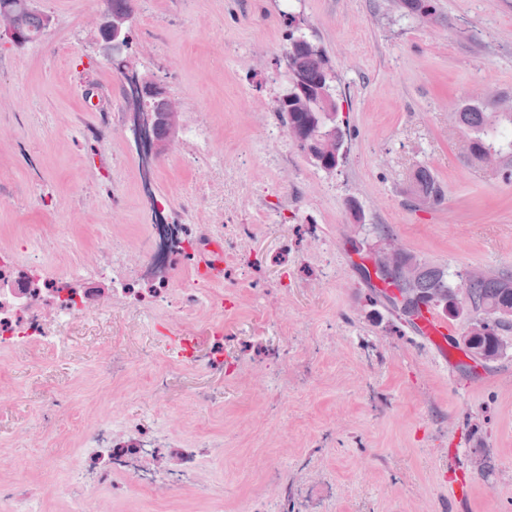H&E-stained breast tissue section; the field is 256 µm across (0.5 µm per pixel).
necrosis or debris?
Segmentation results:
<instances>
[{"label":"necrosis or debris","mask_w":512,"mask_h":512,"mask_svg":"<svg viewBox=\"0 0 512 512\" xmlns=\"http://www.w3.org/2000/svg\"><path fill=\"white\" fill-rule=\"evenodd\" d=\"M203 198L200 191L188 195L179 212L167 205L159 208L143 254L104 235L97 243V264L62 268L42 259L53 245L39 234L0 246V351L29 347L68 356L67 328L79 317L115 307L149 318L172 307L185 318L223 311V301L210 290L214 277L204 262L217 256L226 236L246 249L252 227L215 223L202 210ZM181 259L197 275L177 288L172 270ZM213 459V444L191 442L156 423L116 417L83 436L71 486L34 489L27 469L0 473V512H41L44 499L53 494L66 496L67 512H105L104 493L115 484L131 495L150 490L167 498L183 490L199 492Z\"/></svg>","instance_id":"obj_1"}]
</instances>
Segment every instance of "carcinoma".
<instances>
[{
	"label": "carcinoma",
	"mask_w": 512,
	"mask_h": 512,
	"mask_svg": "<svg viewBox=\"0 0 512 512\" xmlns=\"http://www.w3.org/2000/svg\"><path fill=\"white\" fill-rule=\"evenodd\" d=\"M400 8L407 15L420 20L435 22L438 19L436 0H399ZM8 7L16 15L20 26L37 38L42 32L43 14L31 7L26 0H0V8ZM287 67L300 77L308 79L315 87L326 80L329 92H334V73L327 65L324 49L311 37L303 41H291L286 55ZM287 129H300L308 136L306 142H294L301 151L314 148L315 137L325 126L324 114L310 97L298 96L288 107L278 110ZM458 123L469 137V156L473 162H481L488 149L497 151L501 158H512V114L495 119L480 107L468 105L457 112ZM412 195L438 205L444 191L428 168L420 167L414 174ZM419 278L413 287L425 296L442 300L461 291L467 302L466 312L474 317L471 348L482 354L486 360L496 359L505 344L501 332L512 329V275H473L456 288L448 280L447 272L437 266L423 262L419 264Z\"/></svg>",
	"instance_id": "1"
}]
</instances>
